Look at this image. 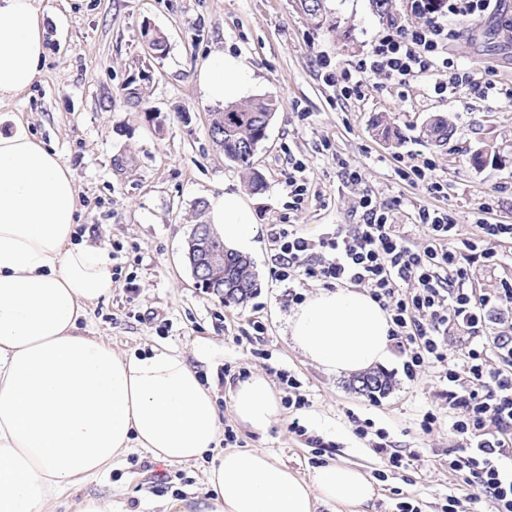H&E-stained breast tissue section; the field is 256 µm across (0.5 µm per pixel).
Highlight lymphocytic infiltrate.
<instances>
[{"label":"lymphocytic infiltrate","instance_id":"1","mask_svg":"<svg viewBox=\"0 0 512 512\" xmlns=\"http://www.w3.org/2000/svg\"><path fill=\"white\" fill-rule=\"evenodd\" d=\"M407 8L415 23L388 21L369 53L342 72L345 95H361L365 83L379 75L400 85L433 79L440 96L463 86L485 100L497 94L493 81L477 80L449 56L459 32L448 21L498 15L502 0H407ZM358 207L360 223L337 224L314 238L295 224L271 225L275 280L292 289L296 302L304 281L328 288L350 284L388 311L405 375L412 379L422 369L438 370L445 402L456 414L451 428L464 441L448 468L464 473L472 491L448 496L442 512H473L482 499L490 512H512V473L501 464L512 455V331L486 333L489 311L512 303V282L483 295L468 286L474 266L495 267L501 254L471 239L458 241L456 219L444 209H419L424 239L415 244L394 224L392 206L371 192L362 193ZM452 334L458 343L453 358L447 349Z\"/></svg>","mask_w":512,"mask_h":512}]
</instances>
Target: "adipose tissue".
<instances>
[{"label":"adipose tissue","mask_w":512,"mask_h":512,"mask_svg":"<svg viewBox=\"0 0 512 512\" xmlns=\"http://www.w3.org/2000/svg\"><path fill=\"white\" fill-rule=\"evenodd\" d=\"M39 0H0V100L31 85L44 54ZM207 101L253 82L242 58L213 51L198 70ZM77 192L58 154L22 121L0 133V512H51L70 490L134 453L182 464L213 453L194 512H316L342 502L366 512L375 486L355 467L327 464L301 478L260 448L217 450L212 393L167 345L121 355L81 322L114 285L110 250L77 239ZM207 222L234 251L258 232L240 192L214 198ZM291 342L325 371L350 374L390 356L387 313L354 288L317 293L288 319ZM236 419L264 431L280 404L266 378L238 381Z\"/></svg>","instance_id":"adipose-tissue-1"}]
</instances>
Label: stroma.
Listing matches in <instances>:
<instances>
[{
	"label": "stroma",
	"instance_id": "stroma-1",
	"mask_svg": "<svg viewBox=\"0 0 512 512\" xmlns=\"http://www.w3.org/2000/svg\"><path fill=\"white\" fill-rule=\"evenodd\" d=\"M44 15V61L34 83L0 103V113L21 117L69 168L78 190V232L92 245L108 244L119 279L109 299L93 302L90 327L118 353L166 344L194 358L206 344L203 379L218 412L241 446L262 448L309 476L331 461L359 467L377 488L370 512H397L412 501L421 512H441L449 493H468L448 469V455L461 445L445 418L444 388L434 369L407 379L401 357L384 371L392 386L373 398L352 389V375L325 372L294 349L288 317L294 307L286 286L275 281L272 224L300 225L315 237L331 224L359 220L355 202L368 189L381 202L398 203L395 221L419 240L417 208L454 212L460 238L477 237L480 206L490 219L512 224V99L481 100L471 89L441 97L433 82L417 78L398 85L373 78L361 97L347 98L335 78L371 49L387 22L372 0H325L327 20L318 26L294 0H40ZM159 32L164 51L152 49L145 29ZM246 59L255 82L245 99L272 98L277 110L254 166L265 186L249 192L241 169L227 160L208 135L215 107L200 92L196 74L213 49ZM459 66L489 70L512 88V37L497 18L464 27L450 47ZM146 74L140 106L124 88ZM436 115L449 117L453 134L438 146L422 138ZM383 119L393 138L375 135ZM489 148L483 167L470 157ZM421 151L435 160L433 178L447 187L443 197L399 180L396 157ZM346 162L361 175L345 186L338 167ZM301 163L310 186L301 210L288 207L285 182ZM248 192L258 235L249 257L258 288L243 304H227L198 288L185 253L195 225L204 223L210 201L224 190ZM264 376L277 398L288 390L279 380L298 378L307 403L283 410L263 432L239 423L230 407L233 376ZM440 415L430 431L426 412ZM299 421L305 435L289 431ZM384 430L404 467L386 466L355 428L362 421ZM209 459L190 465L131 455L104 479L71 491L114 498L121 512H155V503L192 505L203 497Z\"/></svg>",
	"mask_w": 512,
	"mask_h": 512
}]
</instances>
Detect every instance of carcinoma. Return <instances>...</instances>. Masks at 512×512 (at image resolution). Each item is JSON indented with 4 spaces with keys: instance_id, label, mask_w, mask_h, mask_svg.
Segmentation results:
<instances>
[{
    "instance_id": "cac0c4a2",
    "label": "carcinoma",
    "mask_w": 512,
    "mask_h": 512,
    "mask_svg": "<svg viewBox=\"0 0 512 512\" xmlns=\"http://www.w3.org/2000/svg\"><path fill=\"white\" fill-rule=\"evenodd\" d=\"M297 3L306 4L303 13L311 22L318 26L323 24L325 0H297ZM275 110L276 105L270 99L250 100L228 105L224 111L215 113L213 118L214 133L221 138L225 157L248 174V186L253 190L262 189L264 180L253 167L250 149L257 148L259 143L268 138ZM452 133L453 126L445 116L430 120L424 129L425 137L435 143L447 142ZM224 254L228 260L227 272L230 278L225 280L226 288L217 297L226 303H243L257 289L253 263L250 258L227 248ZM352 387L372 398L390 390L391 379L383 372L364 374L353 380Z\"/></svg>"
}]
</instances>
